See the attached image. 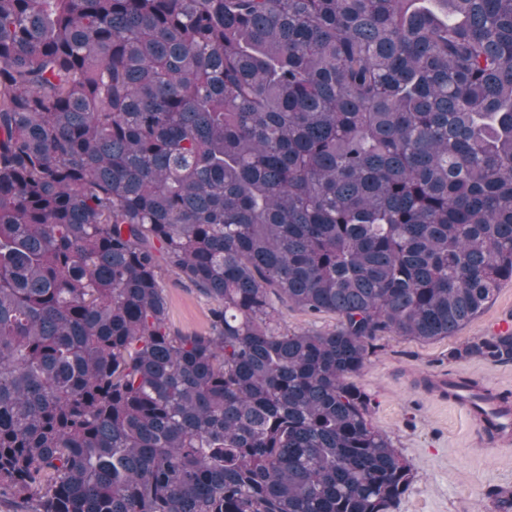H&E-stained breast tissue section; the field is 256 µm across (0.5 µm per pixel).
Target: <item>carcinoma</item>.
Wrapping results in <instances>:
<instances>
[{
  "label": "carcinoma",
  "instance_id": "obj_1",
  "mask_svg": "<svg viewBox=\"0 0 512 512\" xmlns=\"http://www.w3.org/2000/svg\"><path fill=\"white\" fill-rule=\"evenodd\" d=\"M507 279L512 0H0V498L391 512L412 469L354 377ZM160 286L169 306V327L183 335L204 334L209 329L213 300L188 282L181 281L161 260ZM283 312L278 323L273 328L278 332L300 333L307 331L331 332L336 329L337 319L332 314L313 316L306 311L288 305L278 304Z\"/></svg>",
  "mask_w": 512,
  "mask_h": 512
}]
</instances>
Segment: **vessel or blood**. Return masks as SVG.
Instances as JSON below:
<instances>
[{
  "instance_id": "obj_1",
  "label": "vessel or blood",
  "mask_w": 512,
  "mask_h": 512,
  "mask_svg": "<svg viewBox=\"0 0 512 512\" xmlns=\"http://www.w3.org/2000/svg\"><path fill=\"white\" fill-rule=\"evenodd\" d=\"M421 384L431 394L462 410L468 421L481 428L498 446L512 444V404L488 396L483 388L463 387L448 375H426Z\"/></svg>"
}]
</instances>
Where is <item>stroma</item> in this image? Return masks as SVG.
Listing matches in <instances>:
<instances>
[{"label":"stroma","mask_w":512,"mask_h":512,"mask_svg":"<svg viewBox=\"0 0 512 512\" xmlns=\"http://www.w3.org/2000/svg\"><path fill=\"white\" fill-rule=\"evenodd\" d=\"M160 286L169 327L183 334L209 329L212 299L162 267ZM512 319V281H503L483 310L454 335L431 342L384 333L375 342L357 383L372 398L369 421L411 465L414 483L392 512H499L495 491L512 492V446L488 445L484 435L451 404L417 388L423 372L446 373L512 392V361L449 359L465 340L491 336Z\"/></svg>","instance_id":"stroma-1"}]
</instances>
